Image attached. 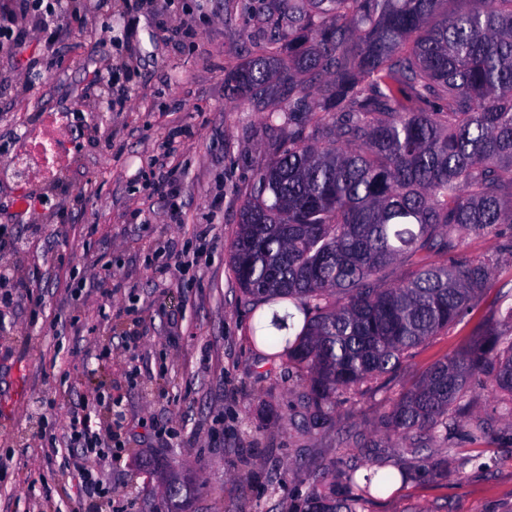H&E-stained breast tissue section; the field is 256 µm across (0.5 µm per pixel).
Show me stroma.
Here are the masks:
<instances>
[{
    "label": "stroma",
    "mask_w": 512,
    "mask_h": 512,
    "mask_svg": "<svg viewBox=\"0 0 512 512\" xmlns=\"http://www.w3.org/2000/svg\"><path fill=\"white\" fill-rule=\"evenodd\" d=\"M243 15L233 0H79L61 19L56 62L27 86L46 48L31 31L0 49V164L45 113L71 112L78 147L55 182L33 179L51 208L14 207L0 178V228L17 242L0 256L11 295L0 303V512H75L64 473L72 410L96 403L112 454L94 461L107 495L97 512H166L163 468L197 490L187 512H304L310 473L360 464L362 473L419 459L387 446L381 417L433 364L470 345L494 294L424 343L386 389L354 395L331 422L306 424L305 383L251 336V315L228 263L239 211L258 164L280 137L264 113L224 93V76L259 54L269 0ZM176 26L192 39L172 40ZM128 90L108 104L104 75ZM170 170L175 194L154 185ZM183 221H167L170 208ZM498 230L466 234L465 254L512 288V254ZM185 254L182 270L172 256ZM499 398L474 388L460 435L430 448L443 475L398 481L361 512H512V422ZM490 438L468 441L476 424ZM465 470L457 479L456 470Z\"/></svg>",
    "instance_id": "stroma-1"
}]
</instances>
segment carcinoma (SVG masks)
<instances>
[{"label": "carcinoma", "instance_id": "obj_1", "mask_svg": "<svg viewBox=\"0 0 512 512\" xmlns=\"http://www.w3.org/2000/svg\"><path fill=\"white\" fill-rule=\"evenodd\" d=\"M445 2L271 0L288 27L224 79L243 105L279 101L268 119L284 133L255 169L229 263L254 341L306 382L314 426L493 288L461 244L512 224V0ZM400 265L412 271L389 282ZM496 315L512 324V291ZM476 386L512 419L511 337L486 329L402 390L385 413L397 447L447 440ZM357 472L312 474L307 512H360L395 479ZM191 494L181 483L168 512Z\"/></svg>", "mask_w": 512, "mask_h": 512}]
</instances>
